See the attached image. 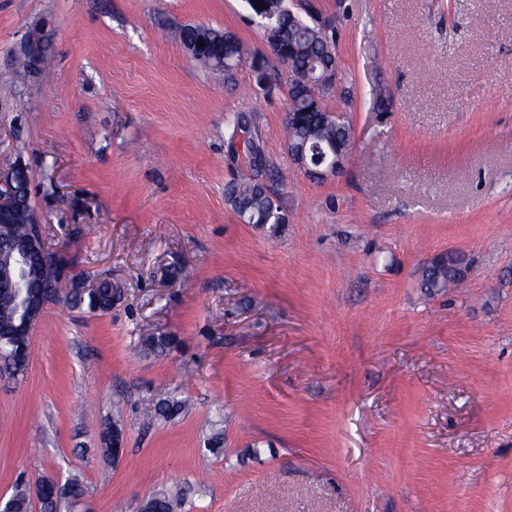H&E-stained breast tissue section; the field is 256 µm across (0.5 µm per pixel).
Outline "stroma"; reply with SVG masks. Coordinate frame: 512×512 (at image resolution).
<instances>
[{
    "instance_id": "obj_1",
    "label": "stroma",
    "mask_w": 512,
    "mask_h": 512,
    "mask_svg": "<svg viewBox=\"0 0 512 512\" xmlns=\"http://www.w3.org/2000/svg\"><path fill=\"white\" fill-rule=\"evenodd\" d=\"M309 3L354 130L321 182L245 0H0V167L66 267L26 372L0 369V494L48 473L85 489L60 512H512V0H285ZM187 23L266 55L274 90L218 83ZM240 118L288 173L274 228L225 197ZM445 253L465 278L428 297ZM100 278L111 310L67 303ZM320 155L312 160L311 165L308 161L303 160L299 164V168L305 173H313L318 180L322 181L329 177L335 176L343 168V165L348 157L343 153L336 152V149L329 148L319 152Z\"/></svg>"
}]
</instances>
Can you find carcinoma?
<instances>
[{"label":"carcinoma","instance_id":"1","mask_svg":"<svg viewBox=\"0 0 512 512\" xmlns=\"http://www.w3.org/2000/svg\"><path fill=\"white\" fill-rule=\"evenodd\" d=\"M245 2L271 51L292 74L293 90L287 116L289 151L310 156L312 151L332 143L339 148L346 145L353 136L350 124L332 119L323 103L329 86L321 83L320 77L326 68L336 67V52L327 32L315 23L318 12L309 10L302 17L288 10L284 0H262L264 8L261 10L254 7L252 0ZM178 36L185 47L204 43L202 54L213 66L212 72L224 75L227 80L232 78L235 66L247 64L268 82H273L267 73L264 55L250 51L230 31L187 24L178 29ZM259 158V145L254 138L247 137L241 175L228 186L227 199L243 223L275 227L285 223L286 218L261 180ZM29 263L35 270L31 288L35 297H42L46 287H58L62 263L44 265L40 250L30 251ZM460 279L456 260L442 254L422 268L419 285L427 296L434 297L447 292ZM98 288L96 301L88 306L104 311L112 307V282L102 280ZM15 324L13 308L1 303L0 336L7 341L17 340L13 336ZM145 508L147 512H173L174 505L169 496L158 494L146 501Z\"/></svg>","mask_w":512,"mask_h":512}]
</instances>
